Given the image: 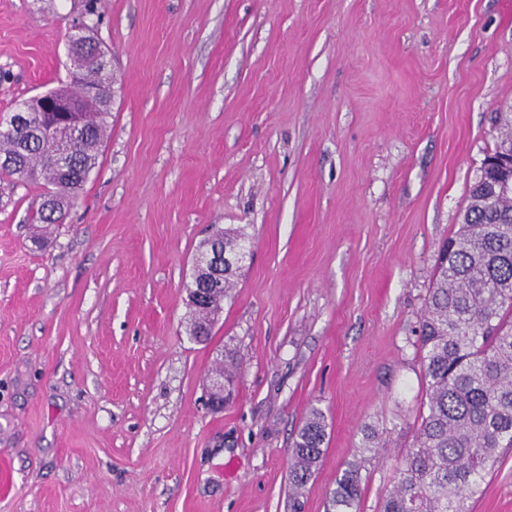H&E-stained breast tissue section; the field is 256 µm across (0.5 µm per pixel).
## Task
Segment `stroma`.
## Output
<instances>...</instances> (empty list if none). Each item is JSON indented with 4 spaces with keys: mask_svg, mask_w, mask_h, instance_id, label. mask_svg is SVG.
Wrapping results in <instances>:
<instances>
[{
    "mask_svg": "<svg viewBox=\"0 0 512 512\" xmlns=\"http://www.w3.org/2000/svg\"><path fill=\"white\" fill-rule=\"evenodd\" d=\"M110 132L60 224L0 176V512H360L417 428L435 260L512 114V0H98ZM84 0H0V121L68 83ZM250 256L208 341L199 246ZM232 399L207 400L224 357ZM327 438L293 499L310 408ZM470 512H512V451ZM190 324H189V335L196 342H205L210 337V331L208 332L204 328V324L208 320L209 310L203 307L201 304L199 307L189 309ZM361 462L347 464L342 474L336 479V488L332 493V512H359L362 496Z\"/></svg>",
    "mask_w": 512,
    "mask_h": 512,
    "instance_id": "1",
    "label": "stroma"
}]
</instances>
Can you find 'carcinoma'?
<instances>
[{
	"label": "carcinoma",
	"instance_id": "cac0c4a2",
	"mask_svg": "<svg viewBox=\"0 0 512 512\" xmlns=\"http://www.w3.org/2000/svg\"><path fill=\"white\" fill-rule=\"evenodd\" d=\"M102 96L84 100V111L71 115L76 133L68 147V170L56 166L49 149L21 134L0 140L6 152L21 149V167H0V174L21 181H43L59 202L70 204L95 169L111 112L103 109L112 93V75H91ZM491 153L495 162L481 167L470 188V204L458 229L448 238L435 263L431 288L420 319L418 352L425 382V401L415 442L402 458L395 484L380 512H468V501L505 449H512V197L490 198L493 188L512 178V167L500 160L512 156V120ZM240 269L223 288L208 292L220 307ZM189 335L205 342L209 310H189ZM324 413L309 410L292 443L288 463L294 493L317 470L327 436ZM380 442L365 428L361 454H377ZM361 462L347 464L336 479L332 512H359Z\"/></svg>",
	"mask_w": 512,
	"mask_h": 512
}]
</instances>
